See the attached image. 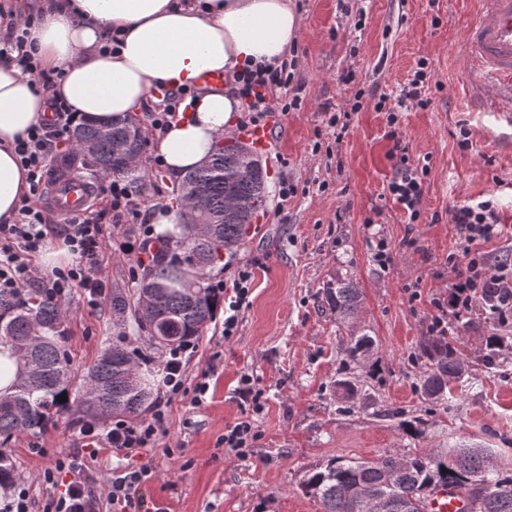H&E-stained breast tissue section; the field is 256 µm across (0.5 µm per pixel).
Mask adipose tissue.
<instances>
[{
  "label": "adipose tissue",
  "mask_w": 512,
  "mask_h": 512,
  "mask_svg": "<svg viewBox=\"0 0 512 512\" xmlns=\"http://www.w3.org/2000/svg\"><path fill=\"white\" fill-rule=\"evenodd\" d=\"M13 4L19 15L32 8ZM32 9L39 17L28 44L57 79L43 94L17 61L0 57V224L14 222L29 191L15 140L46 122L51 97L67 102L75 123L99 124L138 111L153 83L190 87L204 71L231 76L277 63L299 36L290 0H38ZM239 111L229 87L202 88L156 143L167 169L180 175L201 165Z\"/></svg>",
  "instance_id": "adipose-tissue-1"
}]
</instances>
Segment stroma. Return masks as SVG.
Listing matches in <instances>:
<instances>
[{"label": "stroma", "instance_id": "35a3bbf8", "mask_svg": "<svg viewBox=\"0 0 512 512\" xmlns=\"http://www.w3.org/2000/svg\"><path fill=\"white\" fill-rule=\"evenodd\" d=\"M292 4L300 36L290 85L279 101L295 96L299 105L281 115L273 146L259 154L267 174L264 210L239 245L206 271L207 278L227 280L234 267L251 264L249 304L231 339L210 327L195 341L189 376L216 366L206 404L194 408L173 400L167 435L135 459L152 471L141 487L146 512H322L302 490L310 469L335 458L427 452L461 437L492 448L499 466L512 470V324L479 311L450 321L464 380L451 383L441 404H429L420 389L427 364L420 346L453 279L446 264L455 249L449 209L492 197L502 223L512 225V124L481 105L466 75L463 38L471 0ZM422 57L431 69L424 108L400 100ZM383 94L389 106L401 108L397 129L373 108ZM334 113L348 116L339 138L326 124ZM463 128L470 132L465 149L459 145ZM144 139L132 176L143 186L151 215L171 206L179 181L155 165L152 133ZM397 144L407 147L410 164L428 168L425 215L415 224L385 191L393 175L389 152ZM285 175L296 185L286 200L279 195ZM381 238L393 255L385 269L374 260ZM103 265L109 295L100 307L82 306L76 294L63 305L64 345L78 374L120 335L144 355L162 356L134 312L122 323L112 320L111 292L134 299L143 269L109 249ZM341 276L361 290L358 315L348 327L323 298L324 286ZM355 331L368 333L375 346L365 363L347 368L343 347ZM490 353L492 367L485 362ZM244 371L258 379L267 400L257 418L256 446L240 459L225 450L222 438L242 413L233 390ZM346 377L360 389L348 400L336 387ZM416 417L426 423L420 438L401 427ZM80 438L64 415L39 434L14 436L4 448L17 480L39 499V474Z\"/></svg>", "mask_w": 512, "mask_h": 512}]
</instances>
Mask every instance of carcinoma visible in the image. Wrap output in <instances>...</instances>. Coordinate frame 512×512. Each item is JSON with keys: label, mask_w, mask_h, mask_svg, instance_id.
Instances as JSON below:
<instances>
[{"label": "carcinoma", "mask_w": 512, "mask_h": 512, "mask_svg": "<svg viewBox=\"0 0 512 512\" xmlns=\"http://www.w3.org/2000/svg\"><path fill=\"white\" fill-rule=\"evenodd\" d=\"M127 118L104 130L81 125L73 133L78 150L91 155L97 167L116 175L128 173L126 154L138 156L144 139L127 140ZM207 195L208 224L199 234L193 224H176L163 236L164 245L138 283L140 325L155 345L168 347L201 335L211 322L213 299L205 286V271L224 250L236 247L246 225L266 204V179L250 146L229 140L212 148L207 162L183 175ZM247 197L252 208L228 209L229 200ZM324 299L336 319L347 323L361 304L352 280L338 277L323 288ZM62 304L32 291L20 300L0 296V356L16 364L14 378L0 394V437L37 434L67 414L75 424L111 417L137 419L150 407L155 379L143 373L132 353L112 344L80 378L75 377L63 349ZM366 333L352 336L344 350V364L356 365L373 348ZM429 365L421 381L422 394L433 403L448 399V386L461 378L464 363L444 336L423 342ZM67 395V401L57 397ZM15 482V467L0 450V491ZM323 512H370L356 496L359 490L391 508L386 512H429L430 498L440 490H454L467 503V512H512V470L494 466L489 448L459 443L436 452L416 455L387 453L375 460H330L314 469L303 483Z\"/></svg>", "instance_id": "obj_1"}]
</instances>
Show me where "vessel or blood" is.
I'll return each mask as SVG.
<instances>
[{
    "label": "vessel or blood",
    "instance_id": "b4317fda",
    "mask_svg": "<svg viewBox=\"0 0 512 512\" xmlns=\"http://www.w3.org/2000/svg\"><path fill=\"white\" fill-rule=\"evenodd\" d=\"M469 77L498 105L503 116L512 115V0H476V9L464 36ZM94 187L70 164L55 168L43 193V203L65 222L92 203Z\"/></svg>",
    "mask_w": 512,
    "mask_h": 512
}]
</instances>
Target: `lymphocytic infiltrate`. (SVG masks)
Masks as SVG:
<instances>
[{"label": "lymphocytic infiltrate", "instance_id": "f902f5d3", "mask_svg": "<svg viewBox=\"0 0 512 512\" xmlns=\"http://www.w3.org/2000/svg\"><path fill=\"white\" fill-rule=\"evenodd\" d=\"M287 62L244 69L235 74L237 94L245 102L248 114L244 128L260 125L276 112L275 93L288 86ZM53 119L32 127L17 141L14 152L27 173L30 194L21 199L14 223L0 224V295L20 297L37 291L59 301H67L80 293L82 302L95 309L105 296L102 277V253L114 247L127 256L146 252L155 228L143 215L139 194L123 178L103 181L101 192L107 205L85 211L65 222L60 230L72 261L64 266L41 271L32 263L36 254L45 250L53 217L38 204L43 185L59 150L68 145L76 125L64 100L50 103ZM394 175L387 191L408 216L417 223L424 213L426 169L413 166L406 153L395 156ZM448 221L456 232V250L449 254L448 264L454 272L447 305L438 307L428 326L429 333H448L449 318H462L475 311L497 316L500 323H512V262L491 263L482 243L502 237L507 225L501 224L497 204L487 199L465 202L448 212ZM253 272L250 265L238 266L232 283L210 282L211 291L224 300V317L219 324L224 338L235 336L240 314L250 294ZM186 341L169 348L158 366L159 399L150 418L132 421L113 419L105 428L87 424L82 434L98 439L112 451L130 457L131 463L113 470L105 486H97L79 455L56 461L44 470L41 479L45 494L42 512H100L102 504H110L112 512H138L143 501L138 490L150 478L145 465H134L133 457L142 450L156 447L166 432V409L170 401L183 398L193 407L203 406L209 392L210 370H202L196 382H189L186 354L194 350ZM243 406L240 418L224 430V446L239 458H248L259 433L255 417L265 405L264 393L257 388L252 374H241L234 390Z\"/></svg>", "mask_w": 512, "mask_h": 512}]
</instances>
